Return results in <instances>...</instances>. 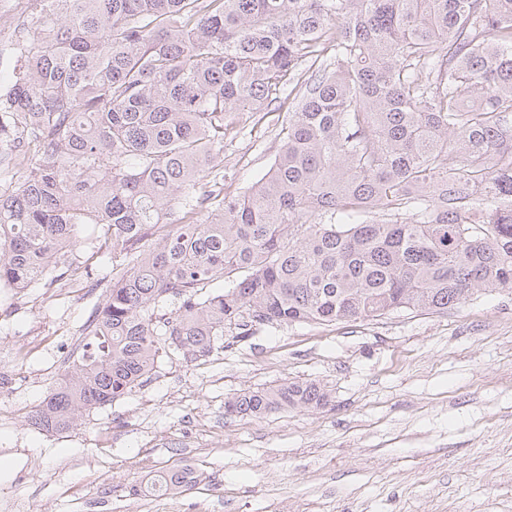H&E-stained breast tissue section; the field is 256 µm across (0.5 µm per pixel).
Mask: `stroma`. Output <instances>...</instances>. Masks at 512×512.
Here are the masks:
<instances>
[{
    "label": "stroma",
    "instance_id": "stroma-1",
    "mask_svg": "<svg viewBox=\"0 0 512 512\" xmlns=\"http://www.w3.org/2000/svg\"><path fill=\"white\" fill-rule=\"evenodd\" d=\"M276 122L244 121L224 143L242 191L280 148ZM99 294L54 284L0 288V501L24 512H512V290L445 314L278 323L187 360L161 347L151 377L63 433L29 412L73 371ZM288 381L330 403L227 414L239 394ZM197 483L133 495L157 473Z\"/></svg>",
    "mask_w": 512,
    "mask_h": 512
}]
</instances>
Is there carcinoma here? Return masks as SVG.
Wrapping results in <instances>:
<instances>
[{"label":"carcinoma","mask_w":512,"mask_h":512,"mask_svg":"<svg viewBox=\"0 0 512 512\" xmlns=\"http://www.w3.org/2000/svg\"><path fill=\"white\" fill-rule=\"evenodd\" d=\"M13 50L0 168L27 166L0 181V286L72 269L89 224L112 258L109 283L77 276L102 302L31 410L39 429L131 392L160 336L195 360L232 327L443 314L512 289V0H33ZM274 112L273 164L229 191L235 117ZM328 402L298 381L227 411Z\"/></svg>","instance_id":"cac0c4a2"}]
</instances>
